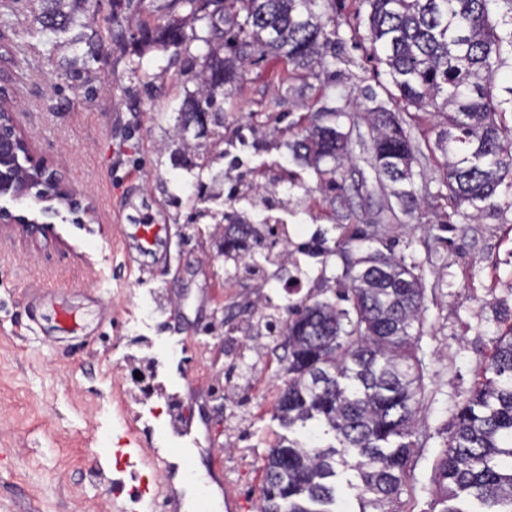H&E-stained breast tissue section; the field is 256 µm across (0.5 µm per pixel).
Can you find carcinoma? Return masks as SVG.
I'll use <instances>...</instances> for the list:
<instances>
[{"mask_svg": "<svg viewBox=\"0 0 512 512\" xmlns=\"http://www.w3.org/2000/svg\"><path fill=\"white\" fill-rule=\"evenodd\" d=\"M319 0H112L156 16L142 21L132 43L184 58L196 88L185 93L178 129L198 113L214 116L213 135L224 141L220 96L256 54L283 58L302 81L327 70L328 22ZM367 12L370 54L386 65L399 92L400 107L366 110L371 152L378 175L405 212L417 204L401 188L412 177L414 145L407 130L410 108L444 118L448 129L437 147L448 152V203L481 209L499 186L512 188V128L500 116L512 98L495 95L504 52L512 53V0H359ZM27 37L58 58L66 77L84 80L101 61L114 34L96 27L90 0H39ZM197 44L199 54L191 53ZM349 116L336 104L298 119L301 138L288 143L292 158L310 166L331 190L347 198L336 182V166L348 150L339 119ZM238 198L268 206L273 196L241 183ZM224 244L248 276L265 277L253 262L256 251L276 266L273 276L290 275L288 236L274 224H250L228 213ZM339 308L303 300L288 305L283 342L288 382L274 405L281 426L301 434L314 424L335 443L321 446L281 438L264 458L260 512H336L339 472L359 500V512H400L398 502L408 472L412 437L417 435V395L423 377L411 340L420 321L423 288L415 266L376 248L345 259ZM280 307L265 303L248 335L262 336L279 322ZM483 382L456 414L452 442L436 466L442 512H464L446 502L462 494L481 512H512V327L495 341Z\"/></svg>", "mask_w": 512, "mask_h": 512, "instance_id": "carcinoma-1", "label": "carcinoma"}]
</instances>
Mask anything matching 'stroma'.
<instances>
[{"label":"stroma","mask_w":512,"mask_h":512,"mask_svg":"<svg viewBox=\"0 0 512 512\" xmlns=\"http://www.w3.org/2000/svg\"><path fill=\"white\" fill-rule=\"evenodd\" d=\"M319 9L336 20L337 88L376 93L378 104L396 109L398 91L370 58L355 0H321ZM24 26L20 15L12 28H0V79L37 155L58 166L89 205L91 222L80 227L61 214L54 237L39 243L0 232V512H169L170 492L186 483L179 474L159 482L152 451L180 460L164 403L174 393L202 441L194 451L197 485L208 493L209 512H257L264 457L282 432L273 408L283 385V339L267 336L247 350L241 329L268 298L284 307L312 294L334 299L345 224L377 225L422 278L423 321L413 331L424 375L422 432L401 510L439 512L434 466L494 339L512 326V189L499 188L475 222L452 215L437 120L422 112L411 133L423 156L407 184L421 208L405 213L378 179L370 128L360 119L341 122L353 158L336 175L352 189L343 203L286 146L289 125L323 105L327 78L289 79L287 62L271 55L255 58L224 88V124L239 137L201 139L206 168L175 165L174 126L195 88L191 73L150 47L142 62L154 80L145 84L130 76L115 42L91 95L27 44ZM272 175L300 270L293 294L276 279L235 280L233 265L215 256L213 231L232 205V182L264 184ZM201 181L214 198L200 218L193 203ZM144 220L163 227L152 256L134 248V226ZM61 307L70 326L56 319ZM219 311L226 321L220 345L213 338ZM242 350L256 363V380L228 371L229 352ZM131 355L153 363L155 402L120 395L116 367ZM138 415L150 416L151 431L137 432ZM231 467L239 484L228 490Z\"/></svg>","instance_id":"obj_1"}]
</instances>
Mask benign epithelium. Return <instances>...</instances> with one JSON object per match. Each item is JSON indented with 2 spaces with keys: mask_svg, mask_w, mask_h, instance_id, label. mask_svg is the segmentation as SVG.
I'll list each match as a JSON object with an SVG mask.
<instances>
[{
  "mask_svg": "<svg viewBox=\"0 0 512 512\" xmlns=\"http://www.w3.org/2000/svg\"><path fill=\"white\" fill-rule=\"evenodd\" d=\"M0 197L14 200L33 198L43 203L46 221H36L0 207V224L17 227L32 241L55 235L49 218L65 209L75 216V223H86L89 207L62 178L57 165L36 158L19 124L5 91L0 87Z\"/></svg>",
  "mask_w": 512,
  "mask_h": 512,
  "instance_id": "obj_1",
  "label": "benign epithelium"
}]
</instances>
